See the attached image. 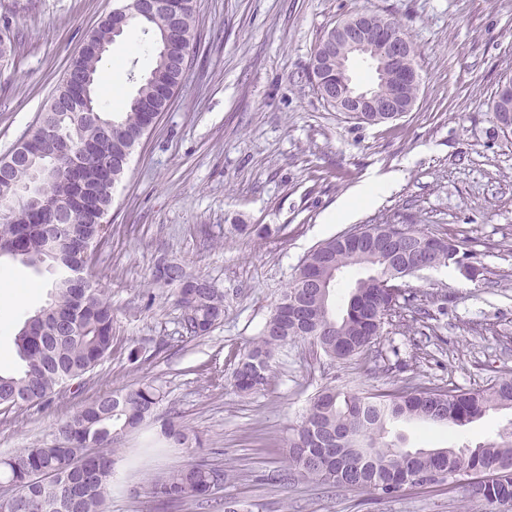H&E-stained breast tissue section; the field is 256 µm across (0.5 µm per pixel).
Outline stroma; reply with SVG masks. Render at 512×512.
Here are the masks:
<instances>
[{
	"instance_id": "1",
	"label": "stroma",
	"mask_w": 512,
	"mask_h": 512,
	"mask_svg": "<svg viewBox=\"0 0 512 512\" xmlns=\"http://www.w3.org/2000/svg\"><path fill=\"white\" fill-rule=\"evenodd\" d=\"M117 6L0 0V36L16 41L15 54L0 58V157L34 126L88 35ZM359 11L398 22L417 51V103L390 123L336 111L309 77L321 36ZM195 32L188 76L115 185L112 231L89 265L112 305V352L45 402L0 411V458L52 442L68 415L103 392L148 380L164 394L162 411L204 435L198 460L230 474L222 497L250 512H489L444 485L380 499L259 477L284 468L288 429L323 387L473 391L512 371V136L489 108L512 78V0H197ZM132 43L139 52L129 51ZM150 44L131 28L110 46L99 68L103 106L113 102L111 73L128 95V73L150 72ZM394 173V187L353 223L408 224L463 242L479 275L451 265L406 277L407 288L428 293L430 309L442 311L429 342L414 343L413 330L393 326L373 355L349 365L298 340L279 354L265 392L235 393L234 363L299 261L347 230L328 221L338 202L369 178ZM163 257L223 291L224 317L209 335L184 338L174 287L152 283ZM0 271L13 287L32 288L0 329V369L10 371L18 366L14 337L48 302L52 276L8 259ZM511 419L503 410L464 427L404 421L396 430L407 448H436L491 438ZM154 439L149 427L127 436L107 512H160L144 492L147 478L188 458Z\"/></svg>"
}]
</instances>
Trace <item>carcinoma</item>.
<instances>
[{
	"mask_svg": "<svg viewBox=\"0 0 512 512\" xmlns=\"http://www.w3.org/2000/svg\"><path fill=\"white\" fill-rule=\"evenodd\" d=\"M195 0H171L169 14L147 18L130 10L153 37L155 65L136 79L134 94L107 111L96 94L103 55L83 50L71 62L63 80L41 113L45 122L70 133L78 144L92 146L88 170L111 173L92 200L84 197L81 173L61 165L54 180L44 185L47 200L66 198L71 204L64 249L77 263L106 237V217L112 205V186L125 174L139 139L135 134L166 111L188 74L184 58L163 51L165 29L175 21L183 48L195 39ZM121 34L106 18L92 32L96 44L111 45ZM89 99L102 120L112 123V138L101 139L79 97ZM37 132L20 140L0 159L6 178L0 179V258L37 268L49 261V242L42 227L56 222L49 206L31 207L17 198L15 185L30 172L47 165L38 154ZM369 239L355 247L332 236L311 249L296 269L288 288L265 321L260 336L245 348L232 372L235 391L256 394L267 390L280 351L295 340H306L332 361L350 363L367 355L385 327L411 306L420 319L434 320L417 294L391 274L394 250L413 266L466 265L474 271L473 253L458 241L399 224H367ZM357 270L352 299L336 311L333 297L338 279L323 290L319 284L332 273ZM51 302L27 318L14 343L22 362L17 372L0 371V406L9 411L44 402L57 388L82 378L112 351V306L104 292L86 277L57 272ZM154 284L176 286L179 306H189L191 338L208 334L224 317V293L182 266L155 267ZM163 395L151 383L115 390L81 406L57 429L49 444L25 448L0 458V481L15 494L0 499V512H106L114 481V455L126 437L142 426L160 424L169 448L194 456L203 447L198 433L177 417L159 412ZM512 410V373L499 376L489 387L460 391L442 387L416 392L395 390L377 394L350 392L336 386L320 390L284 439L288 465L267 480L288 485L307 480L345 491H367L380 497L396 495L407 486L444 484L462 489L469 501L512 512V426L494 439L475 445L446 448L402 447L394 432L402 420H420L463 427L490 412ZM230 474L207 464L191 463L147 480L146 491L158 503L179 506L193 498L209 501L212 486L226 484Z\"/></svg>",
	"mask_w": 512,
	"mask_h": 512,
	"instance_id": "carcinoma-1",
	"label": "carcinoma"
}]
</instances>
